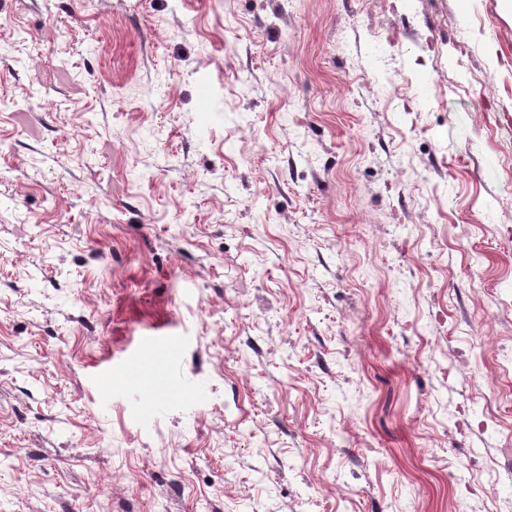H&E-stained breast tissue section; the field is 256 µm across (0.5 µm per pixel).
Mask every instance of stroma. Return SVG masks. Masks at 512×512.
<instances>
[{"label":"stroma","mask_w":512,"mask_h":512,"mask_svg":"<svg viewBox=\"0 0 512 512\" xmlns=\"http://www.w3.org/2000/svg\"><path fill=\"white\" fill-rule=\"evenodd\" d=\"M0 512H512L502 0H0Z\"/></svg>","instance_id":"1"}]
</instances>
